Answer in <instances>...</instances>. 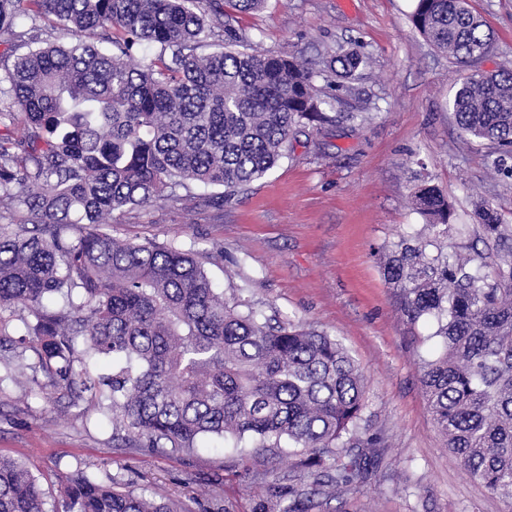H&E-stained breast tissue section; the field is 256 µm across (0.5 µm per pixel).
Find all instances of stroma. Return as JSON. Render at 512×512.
I'll return each instance as SVG.
<instances>
[{
  "mask_svg": "<svg viewBox=\"0 0 512 512\" xmlns=\"http://www.w3.org/2000/svg\"><path fill=\"white\" fill-rule=\"evenodd\" d=\"M413 0H267L262 11L226 9L244 47L293 52L324 69L354 49L368 63L338 90L335 111L348 119L335 131L294 142L286 157L244 191L214 209L216 186L195 187L192 210L170 200L134 208L113 237L172 243L195 253L215 288L242 289L266 316L339 339L366 377L361 428L375 447L353 453L365 479L337 494L316 496L312 512H512L455 459L433 424L420 384V360L438 347L433 326L403 316L378 252L400 234H416L411 207L415 173L425 170L453 205L452 223H473L479 202L512 224V180L491 173L485 146L457 127L449 101L467 67L427 42L412 26ZM495 40L479 67L512 62V0H469ZM65 40L47 22L23 21L0 32V72L24 53L21 33ZM25 310L0 312V455L22 459L46 494V512H62L59 476L77 470L112 476L117 490L146 488L188 512H212L200 489L224 475L217 439L169 456L126 444L105 414L103 398H74L41 388L23 349Z\"/></svg>",
  "mask_w": 512,
  "mask_h": 512,
  "instance_id": "1",
  "label": "stroma"
}]
</instances>
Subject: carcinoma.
Instances as JSON below:
<instances>
[{
  "label": "carcinoma",
  "instance_id": "obj_1",
  "mask_svg": "<svg viewBox=\"0 0 512 512\" xmlns=\"http://www.w3.org/2000/svg\"><path fill=\"white\" fill-rule=\"evenodd\" d=\"M200 0H0V30L22 19L70 35L19 55L0 76V310L20 306L51 384H75L78 355L112 359V374L80 388L106 395L115 427L169 455L206 437L232 448L224 482L243 484L247 449L298 458L319 486L365 477L348 454L358 436L365 378L346 348L291 321L270 323L213 288L202 262L172 243H133L103 231L114 213L214 185L232 196L288 153L300 135L339 122L334 97L293 53L199 51L237 39L224 12ZM412 26L464 66L485 58L491 35L467 0H414ZM94 35L97 41L87 40ZM159 46L154 58L135 49ZM367 63L333 56L349 79ZM469 139L490 146L487 168L512 178V63L473 71L450 102ZM424 220L380 253L386 283L412 322L431 320L440 349L421 359V386L448 451L492 494L512 501V225L488 203L480 224L450 223L440 189L415 187ZM475 234L485 250L464 238ZM63 512H180L114 478L77 470L60 483ZM288 473L262 480L252 512H308ZM26 464L0 456V512H44Z\"/></svg>",
  "mask_w": 512,
  "mask_h": 512
}]
</instances>
